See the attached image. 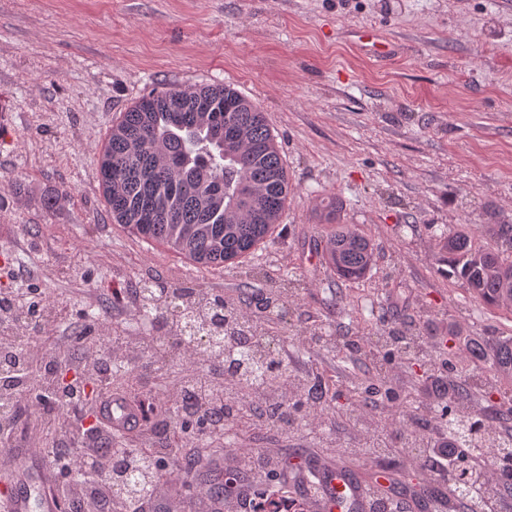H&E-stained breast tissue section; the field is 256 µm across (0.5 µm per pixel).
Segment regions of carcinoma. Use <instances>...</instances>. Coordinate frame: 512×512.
Returning <instances> with one entry per match:
<instances>
[{
	"instance_id": "carcinoma-1",
	"label": "carcinoma",
	"mask_w": 512,
	"mask_h": 512,
	"mask_svg": "<svg viewBox=\"0 0 512 512\" xmlns=\"http://www.w3.org/2000/svg\"><path fill=\"white\" fill-rule=\"evenodd\" d=\"M99 177L112 220L203 267L223 266L244 257L273 233L288 199V174L264 113L227 85L167 88L149 94L123 112L112 125L99 156ZM342 206H318L324 223L333 225L325 260L341 282L363 280L375 260L371 239L341 223ZM490 241L482 244L464 229L442 230L439 262L447 275L466 287L484 306L512 312V224L486 225ZM141 307L169 326L170 334L204 336L201 364L214 396L243 393L253 398L274 394L288 383L280 353L263 343L258 322L237 316L219 295L195 294L151 281L141 288ZM499 376L512 377V336H489L471 350ZM308 400L331 408L336 393L317 375L304 388ZM469 378L451 385L455 410L448 416V441L466 450L474 465L451 478L459 512H484V487L475 478L482 463L506 461L512 476V436L485 430L481 413L468 405ZM223 419L207 410L184 415L155 401L154 420L170 429L166 447L182 446L190 435L224 439L234 447L233 430L288 422L289 406L278 403L270 417L261 412L233 414L216 400ZM158 449L148 447L112 472L118 494L136 499L149 491L145 479L158 464Z\"/></svg>"
}]
</instances>
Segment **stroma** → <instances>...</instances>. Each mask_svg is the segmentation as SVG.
<instances>
[{"label": "stroma", "instance_id": "1", "mask_svg": "<svg viewBox=\"0 0 512 512\" xmlns=\"http://www.w3.org/2000/svg\"><path fill=\"white\" fill-rule=\"evenodd\" d=\"M377 29L395 47L381 61L356 43ZM230 84L264 113L288 172L279 227L238 263L195 265L112 223L97 154L125 108L173 85ZM0 292L29 289L60 315L46 329L82 357L109 337L139 335L131 315L144 281L183 283L237 299L244 283L282 296L265 335L287 348L291 380L320 373L342 396L285 429L242 445L287 464L332 460L356 475L391 469L404 512H448L451 482L421 475L414 436L445 430L439 413L462 364L455 348L512 336L438 261L431 228L483 238L490 209L512 221V0H0ZM55 199L47 209V199ZM377 249L367 279L337 281L324 260L332 230L321 201ZM99 308L86 321L84 308ZM416 339L391 356V338ZM129 402L172 391L131 349ZM17 448H70L66 420L25 421ZM237 450L187 441L196 480H223Z\"/></svg>", "mask_w": 512, "mask_h": 512}]
</instances>
